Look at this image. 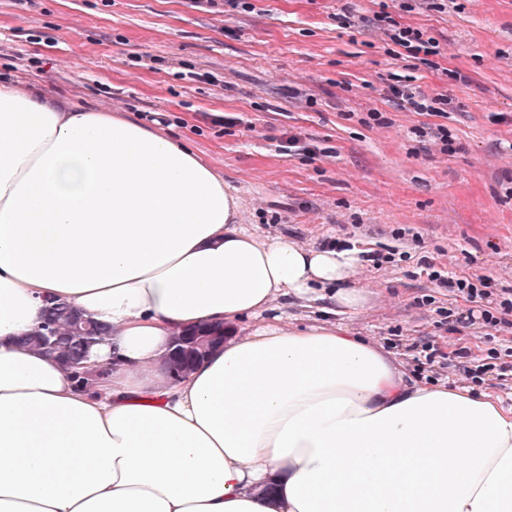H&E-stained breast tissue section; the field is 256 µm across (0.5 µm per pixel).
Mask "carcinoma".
Returning <instances> with one entry per match:
<instances>
[{
	"label": "carcinoma",
	"mask_w": 512,
	"mask_h": 512,
	"mask_svg": "<svg viewBox=\"0 0 512 512\" xmlns=\"http://www.w3.org/2000/svg\"><path fill=\"white\" fill-rule=\"evenodd\" d=\"M80 315L63 305L47 308L42 332L22 337V341L34 345L45 354L56 358L68 369L82 358L89 357L93 341H101L109 328L104 324H93L92 331H86L79 323Z\"/></svg>",
	"instance_id": "carcinoma-1"
}]
</instances>
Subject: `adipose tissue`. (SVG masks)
Returning <instances> with one entry per match:
<instances>
[{
  "label": "adipose tissue",
  "instance_id": "obj_1",
  "mask_svg": "<svg viewBox=\"0 0 512 512\" xmlns=\"http://www.w3.org/2000/svg\"><path fill=\"white\" fill-rule=\"evenodd\" d=\"M240 217L167 133L0 84V512H512V410L340 322L356 250ZM289 296L328 319L240 335ZM51 303L111 329L83 379L19 341ZM208 324L224 344L171 378L175 335Z\"/></svg>",
  "mask_w": 512,
  "mask_h": 512
}]
</instances>
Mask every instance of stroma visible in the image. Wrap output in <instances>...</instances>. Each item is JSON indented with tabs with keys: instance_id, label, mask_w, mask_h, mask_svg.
Listing matches in <instances>:
<instances>
[{
	"instance_id": "stroma-1",
	"label": "stroma",
	"mask_w": 512,
	"mask_h": 512,
	"mask_svg": "<svg viewBox=\"0 0 512 512\" xmlns=\"http://www.w3.org/2000/svg\"><path fill=\"white\" fill-rule=\"evenodd\" d=\"M251 2L0 0V81L188 141L257 233L387 255L364 262L368 303L342 323L412 379L469 383L511 408L512 0L393 11L438 41L424 64L358 25L379 0ZM396 75L454 110L394 105ZM423 124L447 127L452 148L416 138ZM476 276L488 294L474 303L443 285ZM485 310L496 327L470 319Z\"/></svg>"
}]
</instances>
